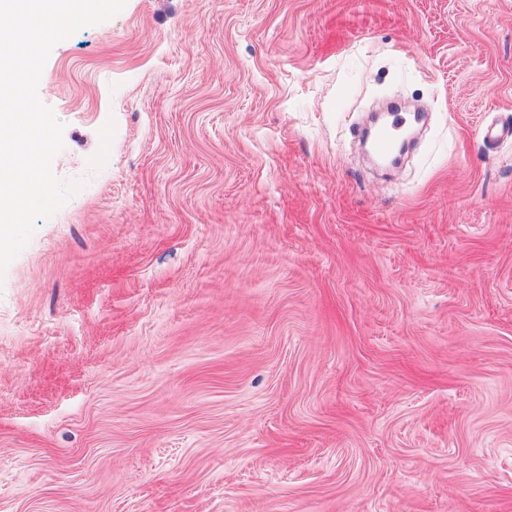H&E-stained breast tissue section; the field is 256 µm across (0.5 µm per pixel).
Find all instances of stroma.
<instances>
[{
  "mask_svg": "<svg viewBox=\"0 0 512 512\" xmlns=\"http://www.w3.org/2000/svg\"><path fill=\"white\" fill-rule=\"evenodd\" d=\"M38 92L0 512H512V0H127Z\"/></svg>",
  "mask_w": 512,
  "mask_h": 512,
  "instance_id": "1",
  "label": "stroma"
}]
</instances>
